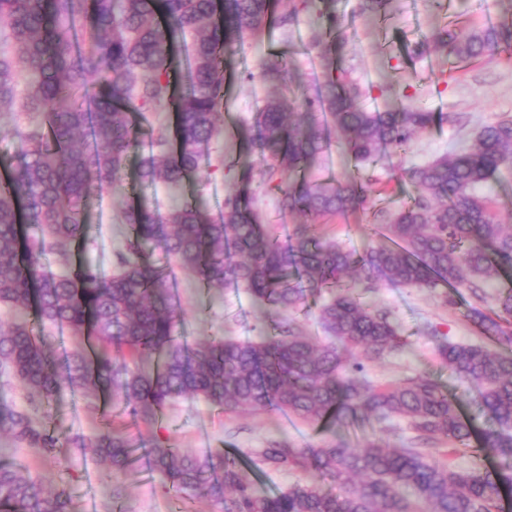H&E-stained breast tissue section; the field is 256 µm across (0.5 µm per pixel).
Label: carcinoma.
I'll list each match as a JSON object with an SVG mask.
<instances>
[{
	"label": "carcinoma",
	"instance_id": "obj_1",
	"mask_svg": "<svg viewBox=\"0 0 512 512\" xmlns=\"http://www.w3.org/2000/svg\"><path fill=\"white\" fill-rule=\"evenodd\" d=\"M391 0H360V14L388 16ZM297 9L277 15L273 0H0V36L13 55L0 56V112L27 78L25 108L35 123L15 131L21 164L0 180V305L18 318L0 325V376L19 381L41 404L64 386L88 395L112 394L133 419L152 422L167 405L198 397L226 412L269 408L310 424L351 428L360 422L406 421L407 446L367 438L360 448L337 439L322 447L292 448L272 441L257 452L267 470H310L314 480L259 494L238 458L185 454L156 445L150 463L178 494L207 499L224 512H493L512 473L481 465L460 470L438 458L437 445H461L512 458V355L481 344L437 340L440 359L457 379L478 389L494 427L481 448L470 447L473 422L432 378L415 375L378 387L361 358L379 361L404 345L391 314L364 300L380 282L401 288L441 289L445 306L466 290L467 318L482 335L512 343V287L499 291L487 314L489 281L512 277V225L500 224L483 190L512 172V119L483 127L472 145L423 165L402 167L413 188L408 202L379 210L382 242L361 252L322 239L312 221L376 206L366 181L311 178L331 146L357 169L403 150L434 124L435 113L416 107L360 106L346 75L329 76L309 111L293 118L287 97L269 99L244 130L249 154L269 178H278L280 211L304 218L280 237L259 221L248 191L252 169L224 199L214 218L196 200L162 213L126 210L130 233L115 255V272L92 266L71 270L72 247L87 240V200L103 187L123 195L130 151L148 140L139 179L178 189L209 160L221 122L226 55L258 39L274 23L293 22ZM313 24L325 68L342 48L343 22L322 0ZM192 37L189 92L175 98L171 52ZM428 43L459 62L512 48V21L462 30L446 25ZM257 75L285 81L284 57L259 61ZM176 110L175 132L138 129L132 113ZM159 250L193 272L204 288L233 284L271 318L273 332L254 340L175 334L179 321L175 280L153 260ZM55 258L56 272L43 267ZM328 291L318 313L332 339L318 344L299 327L296 313L308 297ZM66 328L87 345L56 366L43 333ZM0 437L53 456L63 444L123 470L137 451L106 424L93 436L62 440L56 429L22 412L0 413ZM0 512H76L61 488L47 489L15 461H0Z\"/></svg>",
	"mask_w": 512,
	"mask_h": 512
}]
</instances>
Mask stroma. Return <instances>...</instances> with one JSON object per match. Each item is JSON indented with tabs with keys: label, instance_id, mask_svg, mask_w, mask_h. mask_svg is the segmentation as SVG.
Here are the masks:
<instances>
[{
	"label": "stroma",
	"instance_id": "stroma-1",
	"mask_svg": "<svg viewBox=\"0 0 512 512\" xmlns=\"http://www.w3.org/2000/svg\"><path fill=\"white\" fill-rule=\"evenodd\" d=\"M358 0H335L339 16L348 19L346 41L340 63L359 91L360 103L369 109L402 103L435 113L432 128L417 134L402 156L391 157L375 167L354 170L347 159L329 151L315 171L320 180L350 174L376 180L384 193L378 206L390 209L406 200L410 188L398 179L403 164H423L471 143L480 129L502 118H512V49L477 61L455 64L440 52L413 53L438 21L477 26L501 16L499 0H451L440 15H433L425 0H394V11L384 20H366L356 15ZM311 10L298 12L288 27L271 26L261 39L246 44L234 54L224 85V136L212 147L211 163L188 179L180 194L202 198L209 214L219 217L224 198L240 182L238 157L243 151L240 130L256 111L276 94L296 98L315 95L328 72L312 47ZM270 53L286 58L289 78L271 86L255 75L258 61ZM140 156L131 154L126 164L128 195L103 190L85 209L90 226L87 242L73 251L74 263L89 264L111 274L113 255L123 248L129 234L125 210L136 199L168 209L172 194L161 186L139 183L136 177ZM251 190L257 197L262 224L278 234H287L297 224L296 216L282 213L278 195L271 190L267 174L255 171ZM373 211H358L345 217L321 221L328 236L341 244L363 250L371 241L369 228ZM178 284L182 336H235L248 339L269 330L260 319L252 297L234 285L208 290L185 270L175 272ZM367 302L391 310L400 325L406 345L384 360L367 362V377L387 384L404 377L428 374L460 398L463 412L473 417L478 428L490 425L477 389L461 386L441 362L435 341L484 344L494 351H507L504 343L487 340L466 316L468 292L457 295V305L443 307L436 292L426 288H393L378 285L366 293ZM0 409L34 414L40 423L55 427L62 436L95 434L104 423L122 430L137 445L171 446L195 455L264 447L270 439L285 437L296 447L323 446L334 437L332 430L286 417L275 410L232 414L198 399H181L167 406L163 416L147 424L113 406L111 399H93L81 390L64 387L50 410L34 411L27 392L18 384L0 382ZM9 457L23 462L31 475L52 488L70 493L77 512H220L207 501L186 500L166 489L152 470L147 457L133 460L126 470L107 472L95 457L71 448L53 457L36 453L24 444H13Z\"/></svg>",
	"mask_w": 512,
	"mask_h": 512
}]
</instances>
